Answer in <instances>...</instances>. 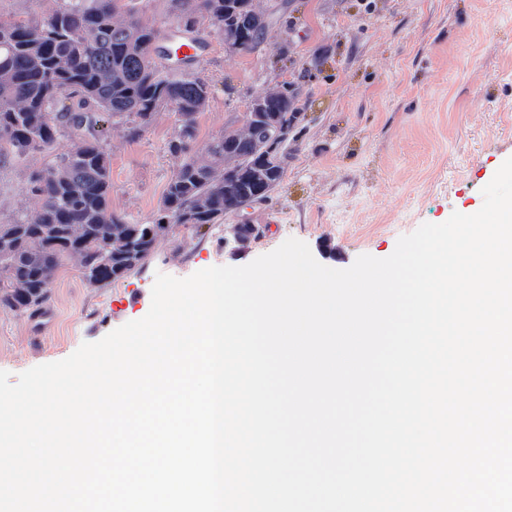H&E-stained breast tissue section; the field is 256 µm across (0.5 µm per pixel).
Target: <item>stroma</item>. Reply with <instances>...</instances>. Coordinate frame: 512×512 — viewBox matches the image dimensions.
<instances>
[{
	"instance_id": "35a3bbf8",
	"label": "stroma",
	"mask_w": 512,
	"mask_h": 512,
	"mask_svg": "<svg viewBox=\"0 0 512 512\" xmlns=\"http://www.w3.org/2000/svg\"><path fill=\"white\" fill-rule=\"evenodd\" d=\"M252 53L205 31L193 73L210 88L197 116L196 150L240 127L251 99L286 82L304 100L280 185L241 215L262 229L246 248L225 247L227 223L173 226L144 268L94 288L66 259L39 319L0 307V370L18 376L62 360L143 318L157 273L185 278L243 266L285 240L344 269L363 254L389 257L399 237L453 212L473 214L482 188L512 157V0H281ZM174 112H157L139 137L127 124L98 127L111 156L112 209L150 223L179 160L167 142ZM49 155L0 168V219L34 216L30 172Z\"/></svg>"
}]
</instances>
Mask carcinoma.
Wrapping results in <instances>:
<instances>
[{"instance_id":"1","label":"carcinoma","mask_w":512,"mask_h":512,"mask_svg":"<svg viewBox=\"0 0 512 512\" xmlns=\"http://www.w3.org/2000/svg\"><path fill=\"white\" fill-rule=\"evenodd\" d=\"M170 2L186 32L205 23L216 32L243 26L245 52L268 26L252 0ZM157 39L135 0H60L40 19H0V166L50 150L62 133L74 138L67 154L30 178L29 191L40 200L36 215L0 223V307L35 315L66 258L77 260L92 287L126 279L173 225L216 224L247 201L266 200L281 182L265 169L259 130L228 128L206 144L207 161L195 157L196 118L209 87L171 75L164 65L171 53H157ZM163 107L177 116L168 151L181 163L154 221L137 224L112 211L111 159L94 130L107 113L138 137Z\"/></svg>"}]
</instances>
